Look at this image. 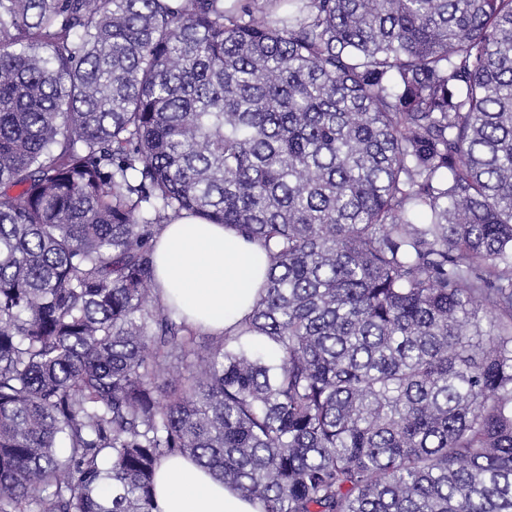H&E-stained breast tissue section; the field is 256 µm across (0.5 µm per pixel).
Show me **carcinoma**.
<instances>
[{
  "instance_id": "carcinoma-1",
  "label": "carcinoma",
  "mask_w": 512,
  "mask_h": 512,
  "mask_svg": "<svg viewBox=\"0 0 512 512\" xmlns=\"http://www.w3.org/2000/svg\"><path fill=\"white\" fill-rule=\"evenodd\" d=\"M266 2L0 0V512H512V0ZM183 215L272 259L205 356ZM155 503L158 512H262L258 500L214 480L183 457L165 459L158 466Z\"/></svg>"
}]
</instances>
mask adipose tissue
<instances>
[{"label": "adipose tissue", "mask_w": 512, "mask_h": 512, "mask_svg": "<svg viewBox=\"0 0 512 512\" xmlns=\"http://www.w3.org/2000/svg\"><path fill=\"white\" fill-rule=\"evenodd\" d=\"M154 258L162 300L177 304L188 323L216 336L232 332L251 313L271 264L257 243L197 217L166 225ZM155 503L158 512H262L259 501L183 457L160 463Z\"/></svg>", "instance_id": "1"}]
</instances>
